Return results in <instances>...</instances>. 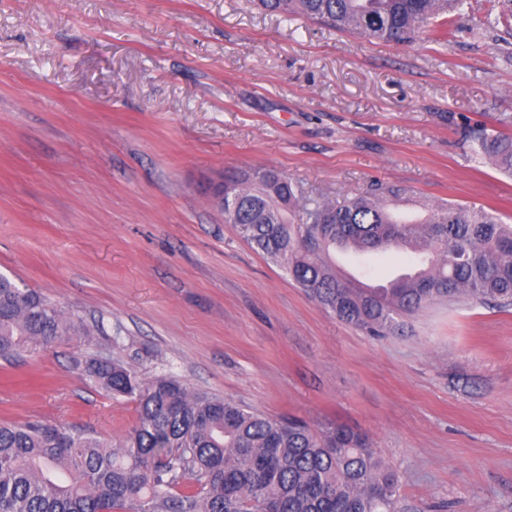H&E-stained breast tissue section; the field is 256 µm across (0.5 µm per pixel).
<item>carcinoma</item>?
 <instances>
[{
    "label": "carcinoma",
    "mask_w": 512,
    "mask_h": 512,
    "mask_svg": "<svg viewBox=\"0 0 512 512\" xmlns=\"http://www.w3.org/2000/svg\"><path fill=\"white\" fill-rule=\"evenodd\" d=\"M368 40L404 43L466 0H258ZM512 20V0L482 25ZM477 159L512 172V137L470 132ZM237 206L224 212L250 246L283 269L346 325L381 336L435 302L512 304V225L482 207L420 203L410 224L392 220L401 186L326 201L305 196L271 169L231 173ZM409 252L425 266L382 288L342 278L332 254ZM91 330L33 288L0 276V358ZM83 371L103 391L136 405L135 425L112 445L75 426L0 422V512H398V471L370 437L343 424L278 419L172 377L140 380L107 356ZM190 483H183L184 479Z\"/></svg>",
    "instance_id": "carcinoma-1"
}]
</instances>
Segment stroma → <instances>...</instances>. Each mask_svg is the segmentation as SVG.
I'll return each instance as SVG.
<instances>
[{
	"label": "stroma",
	"mask_w": 512,
	"mask_h": 512,
	"mask_svg": "<svg viewBox=\"0 0 512 512\" xmlns=\"http://www.w3.org/2000/svg\"><path fill=\"white\" fill-rule=\"evenodd\" d=\"M431 21L405 44L252 0H0V275L89 337L0 359V421L115 443L134 402L94 355L270 417L335 420L399 471L406 512H512V306L435 304L367 336L258 254L206 187L272 168L317 198L372 183L512 224V175L471 156L512 136V28Z\"/></svg>",
	"instance_id": "1"
}]
</instances>
